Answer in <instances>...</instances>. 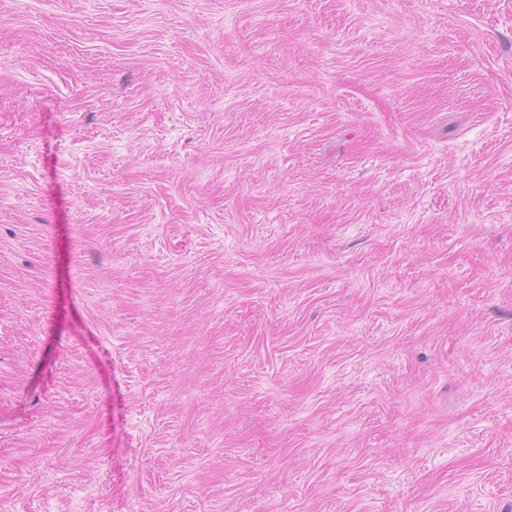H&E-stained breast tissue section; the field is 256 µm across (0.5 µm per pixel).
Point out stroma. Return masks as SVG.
<instances>
[{"label": "stroma", "mask_w": 512, "mask_h": 512, "mask_svg": "<svg viewBox=\"0 0 512 512\" xmlns=\"http://www.w3.org/2000/svg\"><path fill=\"white\" fill-rule=\"evenodd\" d=\"M0 512H512V0H0Z\"/></svg>", "instance_id": "obj_1"}]
</instances>
